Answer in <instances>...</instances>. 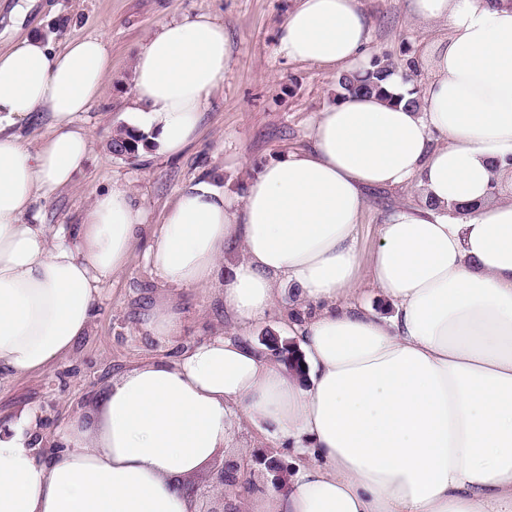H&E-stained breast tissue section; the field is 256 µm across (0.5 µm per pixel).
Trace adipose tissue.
Listing matches in <instances>:
<instances>
[{
  "label": "adipose tissue",
  "instance_id": "obj_1",
  "mask_svg": "<svg viewBox=\"0 0 512 512\" xmlns=\"http://www.w3.org/2000/svg\"><path fill=\"white\" fill-rule=\"evenodd\" d=\"M413 11L448 30L420 93L396 73L393 102L326 107L311 147L265 164L243 203L204 177L182 186L145 254L165 285L215 289L239 324L285 307L279 280L296 285L314 307L285 321L301 371L268 347L206 336L113 379L94 411L58 429L50 459L39 411L23 408L0 426V512H192L178 479L232 440L238 411L305 459L248 494L249 512H512V199L492 195L512 178V7L413 0ZM370 44L358 0H298L278 52L340 74L369 69ZM230 61L210 16L163 24L133 60L130 126L156 153L181 154ZM111 66L102 34L0 49V369L70 354L137 240L142 214L119 186L95 194L76 228L25 220L87 162L83 115ZM39 113L50 130L33 147L14 127ZM407 185L421 205L395 209L363 261L365 189ZM237 245L243 258L222 276ZM364 267L391 315L354 302ZM183 324L163 300L142 316L163 345Z\"/></svg>",
  "mask_w": 512,
  "mask_h": 512
}]
</instances>
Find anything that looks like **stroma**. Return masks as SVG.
<instances>
[{
    "mask_svg": "<svg viewBox=\"0 0 512 512\" xmlns=\"http://www.w3.org/2000/svg\"><path fill=\"white\" fill-rule=\"evenodd\" d=\"M13 4L14 0H0L1 48L33 32L51 36L57 48L70 37L102 33L112 51L110 76L84 116L93 131L86 169L71 186L38 200L41 222L77 226L95 193L115 186L126 187L144 215L126 266L105 284L91 328L76 348L38 373L0 371V421H9L21 408H38L41 431L50 438L72 415L91 411L100 391L139 362L175 358L181 347L220 331L258 344L265 343L268 333H280V315L244 328L225 316L213 293L168 292L150 271L144 253L166 207L185 182L208 177L239 200L258 166L309 148L318 113L336 95V74L279 55L278 32L294 0H35L21 20L11 16ZM410 4L411 0H360L374 50L389 55L399 67L408 58H417L426 74L433 42L446 30L441 24L419 21ZM195 13L223 23L232 47L230 66L203 109L200 137L171 158L148 151L134 159L113 155L109 140L113 130L125 125L135 54L161 24ZM421 202L411 186L367 190L358 226L362 257L370 258L376 249L380 226L394 208ZM167 293L185 314L183 332L171 346L146 337L140 327L144 309ZM266 445L245 421H236L235 440L223 455L180 482L216 495L214 466L224 457Z\"/></svg>",
    "mask_w": 512,
    "mask_h": 512,
    "instance_id": "35a3bbf8",
    "label": "stroma"
}]
</instances>
